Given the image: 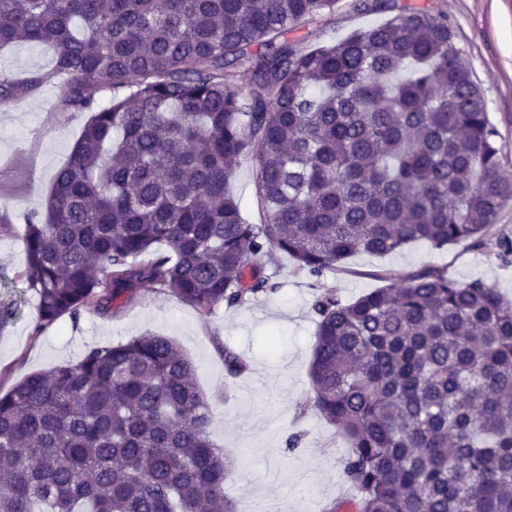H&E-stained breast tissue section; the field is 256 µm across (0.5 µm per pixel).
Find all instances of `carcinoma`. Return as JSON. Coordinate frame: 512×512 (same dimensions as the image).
Masks as SVG:
<instances>
[{"label":"carcinoma","instance_id":"cac0c4a2","mask_svg":"<svg viewBox=\"0 0 512 512\" xmlns=\"http://www.w3.org/2000/svg\"><path fill=\"white\" fill-rule=\"evenodd\" d=\"M338 3L0 0V48L53 49L50 71L0 78V107L59 78L90 113L26 217L37 329L144 288L204 315L243 306L274 290L278 252L315 279L416 242L512 257L490 236L512 171L447 16L356 0L394 15L303 47L294 34ZM243 159L258 224L230 191ZM312 309L307 406L346 440L357 491L325 512H512V302L428 265ZM194 376L147 333L0 394V512H235L236 460Z\"/></svg>","mask_w":512,"mask_h":512}]
</instances>
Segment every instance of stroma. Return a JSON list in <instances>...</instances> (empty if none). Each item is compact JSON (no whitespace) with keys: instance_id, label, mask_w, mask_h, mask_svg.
I'll return each mask as SVG.
<instances>
[{"instance_id":"stroma-1","label":"stroma","mask_w":512,"mask_h":512,"mask_svg":"<svg viewBox=\"0 0 512 512\" xmlns=\"http://www.w3.org/2000/svg\"><path fill=\"white\" fill-rule=\"evenodd\" d=\"M354 0H339L334 15L302 27L305 45L322 46L386 21L383 13L360 14ZM445 14L463 66L483 93L498 132L504 165L512 170V0H416ZM52 52L17 44L0 51V77L46 71ZM87 119L68 104L65 86L51 81L34 96L0 107V307L11 317L0 324V392L26 375L74 363L95 346L115 345L147 332L174 339L195 366L198 386L213 408L210 438L237 456L224 491L237 512H322L324 502L350 488L342 474L346 443L321 416L307 410L308 367L314 342L312 303L331 291L351 300L379 287L378 273L401 280L427 265L444 266L454 280H483L512 300V261L461 242L436 250L415 243L379 257L359 253L346 270L319 281L297 273L287 254L265 272L274 292L207 316L174 296L147 288L121 312L104 316L85 309L37 330V300L19 277L26 266L22 237L27 213L43 209L53 177ZM245 365L229 375L224 350ZM299 444L287 445L290 436Z\"/></svg>"}]
</instances>
